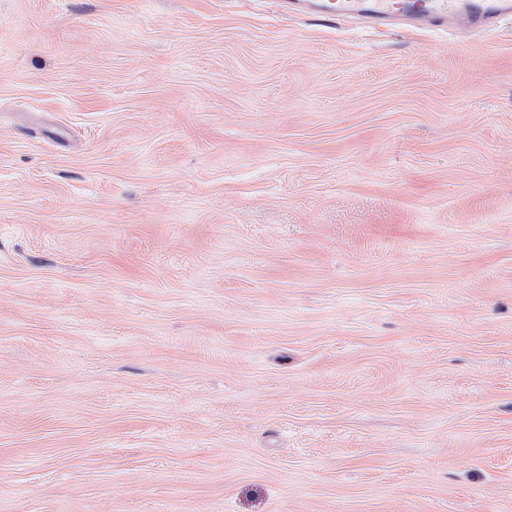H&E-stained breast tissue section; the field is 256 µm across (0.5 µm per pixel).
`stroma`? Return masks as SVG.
I'll return each mask as SVG.
<instances>
[{
  "instance_id": "35a3bbf8",
  "label": "stroma",
  "mask_w": 512,
  "mask_h": 512,
  "mask_svg": "<svg viewBox=\"0 0 512 512\" xmlns=\"http://www.w3.org/2000/svg\"><path fill=\"white\" fill-rule=\"evenodd\" d=\"M0 512H512V26L0 0Z\"/></svg>"
}]
</instances>
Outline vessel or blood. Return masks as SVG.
I'll return each mask as SVG.
<instances>
[{
  "instance_id": "vessel-or-blood-1",
  "label": "vessel or blood",
  "mask_w": 512,
  "mask_h": 512,
  "mask_svg": "<svg viewBox=\"0 0 512 512\" xmlns=\"http://www.w3.org/2000/svg\"><path fill=\"white\" fill-rule=\"evenodd\" d=\"M288 12L323 23L356 16L367 25L409 21L416 26H442L456 21L484 31L512 17V0H283Z\"/></svg>"
}]
</instances>
